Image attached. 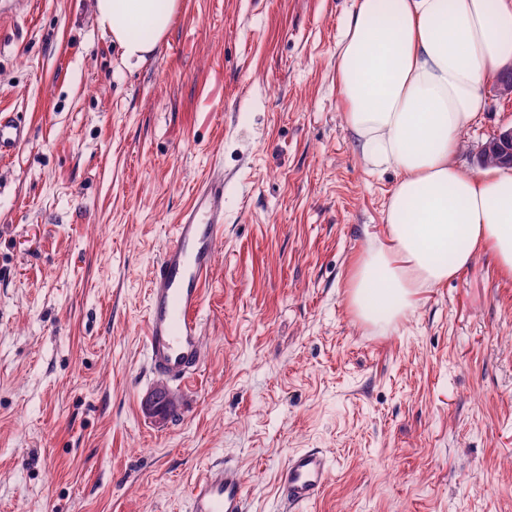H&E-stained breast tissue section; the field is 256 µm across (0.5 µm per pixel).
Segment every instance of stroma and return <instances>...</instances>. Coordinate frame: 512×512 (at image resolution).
<instances>
[{
    "instance_id": "stroma-1",
    "label": "stroma",
    "mask_w": 512,
    "mask_h": 512,
    "mask_svg": "<svg viewBox=\"0 0 512 512\" xmlns=\"http://www.w3.org/2000/svg\"><path fill=\"white\" fill-rule=\"evenodd\" d=\"M0 0V512H189L237 465L246 512H286L276 475L316 449L302 512H512V277L483 251L388 329L345 279L384 231L397 175L369 171L337 91L354 0H181L125 67L94 0ZM459 162L512 125L495 78ZM224 239L189 384L148 367L152 265L211 168ZM167 385L158 424L144 397ZM29 140V130L24 124L0 114V159L10 158Z\"/></svg>"
}]
</instances>
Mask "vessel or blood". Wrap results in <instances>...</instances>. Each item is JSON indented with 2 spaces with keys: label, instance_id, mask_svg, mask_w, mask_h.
Instances as JSON below:
<instances>
[{
  "label": "vessel or blood",
  "instance_id": "b4317fda",
  "mask_svg": "<svg viewBox=\"0 0 512 512\" xmlns=\"http://www.w3.org/2000/svg\"><path fill=\"white\" fill-rule=\"evenodd\" d=\"M30 140L28 128L0 114V159ZM224 239V174L213 170L197 184L172 235L152 267L144 334L151 371L189 382L204 362L199 311L215 253ZM330 480L326 456L292 454L277 474V491L289 512L315 502ZM189 512H245V478L234 465L207 468L189 492Z\"/></svg>",
  "mask_w": 512,
  "mask_h": 512
}]
</instances>
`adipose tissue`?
<instances>
[{
	"instance_id": "adipose-tissue-1",
	"label": "adipose tissue",
	"mask_w": 512,
	"mask_h": 512,
	"mask_svg": "<svg viewBox=\"0 0 512 512\" xmlns=\"http://www.w3.org/2000/svg\"><path fill=\"white\" fill-rule=\"evenodd\" d=\"M179 0H96L100 30L126 67L166 34ZM512 59V0H355L336 53L344 123L362 161L398 180L384 237L368 236L347 303L387 326L424 288L448 281L480 251L512 275V171L458 161L461 134L485 109L482 86Z\"/></svg>"
}]
</instances>
